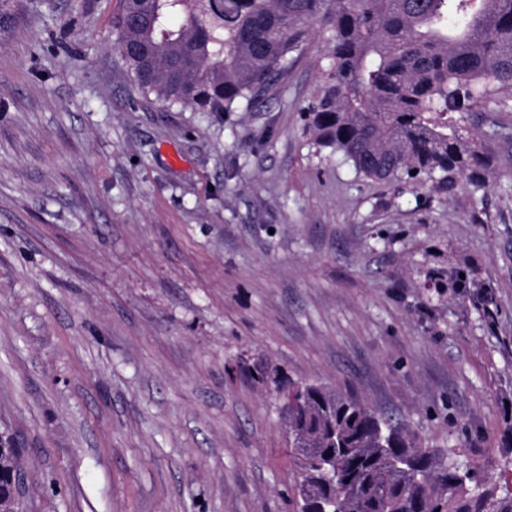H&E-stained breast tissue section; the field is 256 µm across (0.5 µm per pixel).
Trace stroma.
I'll use <instances>...</instances> for the list:
<instances>
[{"label": "stroma", "instance_id": "35a3bbf8", "mask_svg": "<svg viewBox=\"0 0 512 512\" xmlns=\"http://www.w3.org/2000/svg\"><path fill=\"white\" fill-rule=\"evenodd\" d=\"M119 9L0 0V434L31 512H295L258 363L511 465L512 93L466 117L484 190L399 195L303 130L321 37L259 104L193 112L131 81Z\"/></svg>", "mask_w": 512, "mask_h": 512}]
</instances>
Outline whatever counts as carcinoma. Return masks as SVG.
<instances>
[{
	"label": "carcinoma",
	"instance_id": "cac0c4a2",
	"mask_svg": "<svg viewBox=\"0 0 512 512\" xmlns=\"http://www.w3.org/2000/svg\"><path fill=\"white\" fill-rule=\"evenodd\" d=\"M320 87L302 109L313 144L363 179L482 190L490 169L463 115L512 91V0H121L115 43L145 96L193 112L254 105L310 31ZM255 379L285 404L299 512H512L500 483L406 424L316 383Z\"/></svg>",
	"mask_w": 512,
	"mask_h": 512
}]
</instances>
